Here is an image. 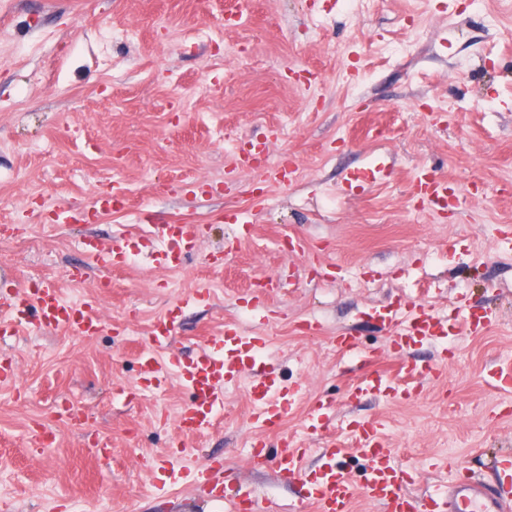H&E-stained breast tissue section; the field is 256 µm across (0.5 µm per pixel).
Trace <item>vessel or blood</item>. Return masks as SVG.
Listing matches in <instances>:
<instances>
[{"label":"vessel or blood","instance_id":"obj_1","mask_svg":"<svg viewBox=\"0 0 512 512\" xmlns=\"http://www.w3.org/2000/svg\"><path fill=\"white\" fill-rule=\"evenodd\" d=\"M416 195L439 199L447 196L448 186L442 179L422 175L415 184ZM203 227L199 224H165L156 234L166 240L165 262L180 263L184 253L191 250ZM84 250L93 259L102 275H109L112 267L122 263L124 247L121 242L103 246L88 239ZM5 304L18 315L35 311L40 327L61 329L77 336H94L104 327L92 315L94 303L66 301L55 289L43 284L10 282ZM406 325L396 323L395 311L382 308L374 311L376 321L391 332L389 348L400 365L401 378L393 380L378 366V356L359 348L358 339L350 332L337 338L339 348L348 354H358L359 375L350 388L352 398L367 395L387 400L412 399L420 395L418 379L440 377L441 365L405 359L407 349L429 338L443 336L444 328L435 310L423 302L408 305ZM175 322L165 316L156 321L150 332V346L140 353V380L146 388H161L171 374H178L191 394L179 417L180 427L197 433L209 429L215 417L224 411V384L244 371H252L250 397L251 417L263 430L278 428L293 404V395L276 389L272 371L256 370V354L265 345L262 336H244L228 329L214 337L208 348L188 362L180 361L172 352ZM355 442L361 457L367 463L362 482H354L350 475L336 464L340 453L335 439H327L320 450L321 466L305 470L302 466L305 449L295 439L281 438L276 451H269L262 438H254L249 451L251 463L258 469H271L276 479L284 484L301 485L303 494L298 501L299 512H350L355 496H362L383 512H512V492L505 489L506 479L512 477V454L494 456L492 468L495 482H482L466 473H457L447 491L441 495L417 497L411 494L412 483L408 468L397 465L391 448L379 425L354 426ZM224 462L214 459L198 467L196 482L208 495H216L219 480L224 474Z\"/></svg>","mask_w":512,"mask_h":512}]
</instances>
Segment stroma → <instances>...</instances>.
Here are the masks:
<instances>
[{"label": "stroma", "instance_id": "1", "mask_svg": "<svg viewBox=\"0 0 512 512\" xmlns=\"http://www.w3.org/2000/svg\"><path fill=\"white\" fill-rule=\"evenodd\" d=\"M249 139L268 141L269 164L291 156L296 180L263 186L233 169ZM378 163L383 180L347 183ZM423 171L448 181L435 215L413 193ZM115 185L124 209L95 212ZM59 208L85 218L60 223ZM162 224L205 229L179 266L146 236ZM505 225L512 0H0V275L94 299L106 327L78 337L32 322L0 337L18 374L0 383V512H206L190 477L171 480L174 448L191 467L224 459L226 493L244 485L291 512L297 487L252 469L249 444L298 438L317 467L305 424L318 401L381 424L415 494L444 488L451 458L492 481L493 455L512 452V394L494 380L512 369ZM287 236L306 250H282ZM87 237L127 243L110 286ZM268 274L276 287H258ZM191 291L208 298L178 307ZM411 299L433 305L447 335L408 356L444 359L443 376L414 400L351 398L356 361L337 336L353 331L393 369L370 309L392 304L402 322ZM464 311L494 321L464 334ZM168 313L186 357L228 327L266 338L261 359L294 394L278 431L253 424L245 381L200 434L178 427L190 395L177 379L139 392L138 352ZM64 403L85 424L59 417ZM37 422L55 431L50 446L29 447Z\"/></svg>", "mask_w": 512, "mask_h": 512}]
</instances>
